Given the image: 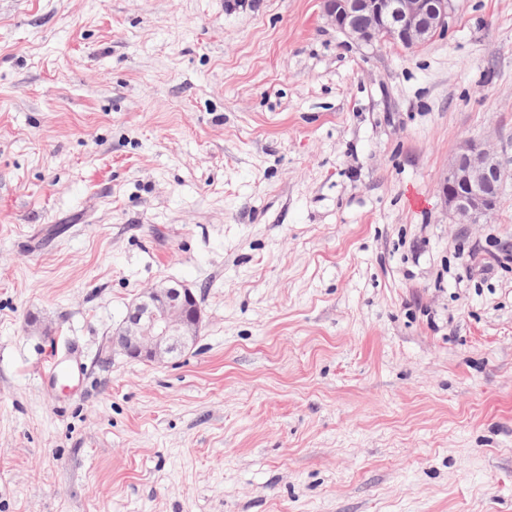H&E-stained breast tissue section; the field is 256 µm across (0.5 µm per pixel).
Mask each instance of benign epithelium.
I'll use <instances>...</instances> for the list:
<instances>
[{
    "label": "benign epithelium",
    "instance_id": "benign-epithelium-1",
    "mask_svg": "<svg viewBox=\"0 0 512 512\" xmlns=\"http://www.w3.org/2000/svg\"><path fill=\"white\" fill-rule=\"evenodd\" d=\"M323 10L327 20L356 43L412 48L448 28L451 0H323ZM511 176L496 150L473 141L462 143L440 180L451 223L488 220ZM201 328L202 309L192 288L162 283L132 302L112 345L132 358L163 363L191 348Z\"/></svg>",
    "mask_w": 512,
    "mask_h": 512
}]
</instances>
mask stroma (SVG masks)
I'll return each instance as SVG.
<instances>
[{"mask_svg": "<svg viewBox=\"0 0 512 512\" xmlns=\"http://www.w3.org/2000/svg\"><path fill=\"white\" fill-rule=\"evenodd\" d=\"M512 0L413 48L320 0H0V512H512ZM181 282L156 365L112 336ZM78 346L87 368L41 377ZM507 171L499 154L474 141L462 143L440 180V189L453 224H481L501 202ZM202 328V309L186 284H159L139 294L112 345L131 358L163 363L191 348Z\"/></svg>", "mask_w": 512, "mask_h": 512, "instance_id": "35a3bbf8", "label": "stroma"}]
</instances>
